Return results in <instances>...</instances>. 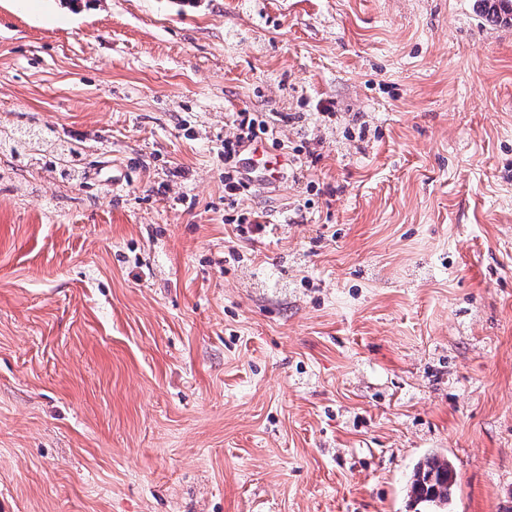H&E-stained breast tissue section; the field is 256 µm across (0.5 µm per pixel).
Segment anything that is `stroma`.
<instances>
[{
	"label": "stroma",
	"instance_id": "obj_1",
	"mask_svg": "<svg viewBox=\"0 0 512 512\" xmlns=\"http://www.w3.org/2000/svg\"><path fill=\"white\" fill-rule=\"evenodd\" d=\"M244 110L289 147L255 241ZM430 452L451 512H512V26L0 0V512H414ZM233 126L236 132L232 137L224 138V203L229 209L237 206L240 196L250 190L251 179L246 171L245 162L250 154V146L264 137L276 145L282 141L276 137L279 133L263 116L242 111L233 113ZM266 217L262 212H248L247 214H240L235 219L228 218V224H236L238 235L247 240H255V236L262 234L266 231ZM456 487V474L447 458L436 453L419 460L409 478V492L414 504H426L447 512Z\"/></svg>",
	"mask_w": 512,
	"mask_h": 512
}]
</instances>
